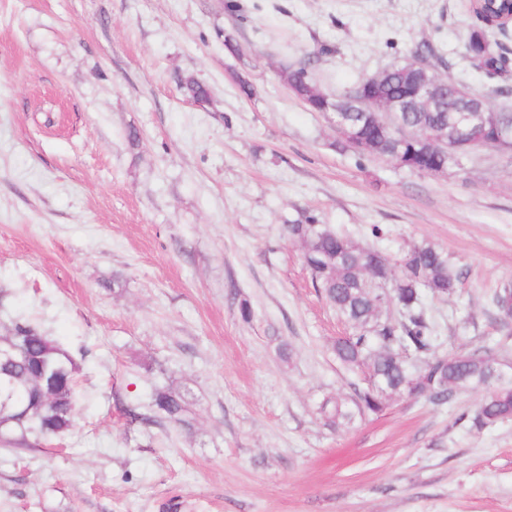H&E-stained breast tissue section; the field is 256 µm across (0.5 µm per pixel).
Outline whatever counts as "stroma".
Instances as JSON below:
<instances>
[{
	"instance_id": "obj_1",
	"label": "stroma",
	"mask_w": 512,
	"mask_h": 512,
	"mask_svg": "<svg viewBox=\"0 0 512 512\" xmlns=\"http://www.w3.org/2000/svg\"><path fill=\"white\" fill-rule=\"evenodd\" d=\"M471 22L468 0H0V322L79 366L70 431L0 444V512H512V420L469 422L484 389L325 426L323 398L362 378L284 230L313 215L394 259L445 250L461 284L423 300L437 353L512 368L491 303L512 284V155L442 175L361 157L279 78L314 53L336 93L428 40L511 107L512 75L463 57ZM159 387L190 428L158 422Z\"/></svg>"
}]
</instances>
